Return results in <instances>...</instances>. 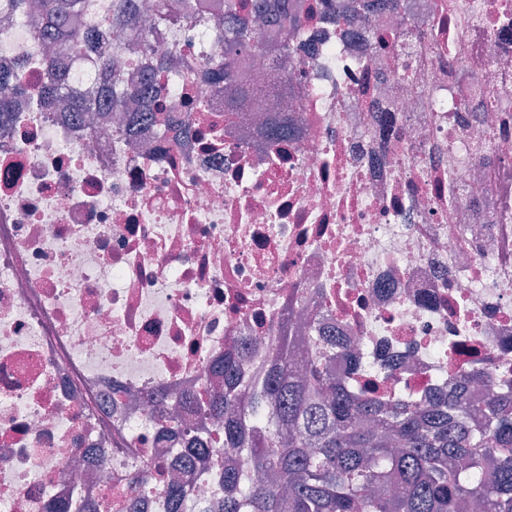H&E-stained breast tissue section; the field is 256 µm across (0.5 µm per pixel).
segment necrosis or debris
Here are the masks:
<instances>
[{
	"label": "necrosis or debris",
	"mask_w": 512,
	"mask_h": 512,
	"mask_svg": "<svg viewBox=\"0 0 512 512\" xmlns=\"http://www.w3.org/2000/svg\"><path fill=\"white\" fill-rule=\"evenodd\" d=\"M368 2L306 20L286 142L238 133L270 100L225 115L204 14L147 38L181 59L154 71L168 127L29 100L0 125V512H79L80 490L91 512L133 494L158 512L165 482H132L195 438L210 453L179 478L223 499V430L181 398L223 387L244 341L262 371L290 305L390 394L427 406L482 365L512 379V0ZM51 56L30 23L0 25V70L36 87Z\"/></svg>",
	"instance_id": "1"
}]
</instances>
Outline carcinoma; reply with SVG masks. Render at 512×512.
Wrapping results in <instances>:
<instances>
[{
    "label": "carcinoma",
    "instance_id": "obj_1",
    "mask_svg": "<svg viewBox=\"0 0 512 512\" xmlns=\"http://www.w3.org/2000/svg\"><path fill=\"white\" fill-rule=\"evenodd\" d=\"M111 21L138 33L134 0H115ZM221 19L215 33L224 40V58L211 75L224 90V111H247L260 85L247 79L240 62L255 51L270 58L280 70L297 64L295 40L300 20L279 14L280 38L262 40L250 26L249 10L270 22L275 0H214ZM196 0H154L150 27L176 22L180 12L192 10ZM88 0H0V14L29 19L44 41H69L81 54L92 41L102 51L96 64L102 83L89 86L69 99V110L82 115L98 112L103 102L124 95L159 98L163 89L152 80L128 89L116 82V70L103 51L109 25L98 20L82 28ZM61 63L49 66V78L37 93L42 109L62 99ZM26 87L14 73L0 71V121L13 111L15 99ZM262 140L288 138V122L250 133ZM293 308L285 310L280 349L271 356L248 401L235 387L242 369L234 359L224 360V390L205 398L190 394L203 418L221 419L224 450L240 454L237 467L224 469L221 512H512V382L499 383L487 367L462 374L460 389L421 409L391 399L356 377L354 343L346 337L313 336L309 353L288 336ZM348 355L350 371L336 376L323 361ZM163 512H188L184 491L167 486Z\"/></svg>",
    "mask_w": 512,
    "mask_h": 512
}]
</instances>
